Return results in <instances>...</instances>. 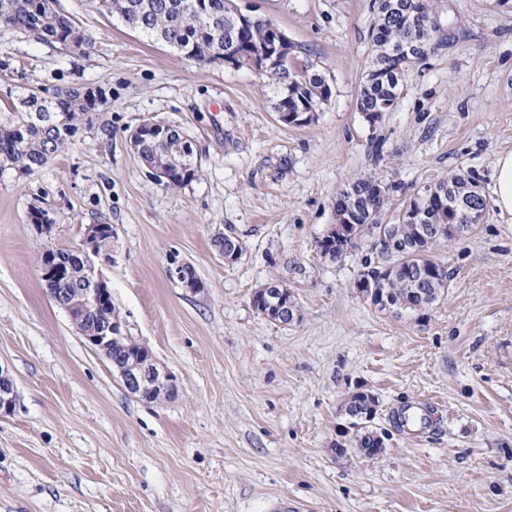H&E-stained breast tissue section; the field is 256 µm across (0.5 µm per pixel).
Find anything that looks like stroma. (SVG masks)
Returning <instances> with one entry per match:
<instances>
[{"label": "stroma", "mask_w": 512, "mask_h": 512, "mask_svg": "<svg viewBox=\"0 0 512 512\" xmlns=\"http://www.w3.org/2000/svg\"><path fill=\"white\" fill-rule=\"evenodd\" d=\"M236 2L325 77L331 95L311 124L279 121L265 76L185 58L97 0H59L93 40L83 56L0 26V122L34 88L106 92L38 171L0 165V366L16 391L0 418V512H512V221L488 207L472 237L436 247L448 293L420 311L357 296L364 262L385 260L375 236L335 258L318 248L356 176L386 187L382 224L460 171L491 195L494 162L512 149V0H431L441 45L404 71L374 125L358 109L374 0ZM147 120L180 128L195 180L148 175L129 144ZM36 208L63 249L85 225H111L100 269L112 304L174 376L175 398L128 392L47 295ZM220 232L241 242L235 262ZM173 254L199 290L169 278ZM271 282L292 292V324L253 308ZM358 390L380 402L384 451L338 457L333 444L352 435L341 405ZM421 401L437 428L399 432L393 407Z\"/></svg>", "instance_id": "1"}]
</instances>
